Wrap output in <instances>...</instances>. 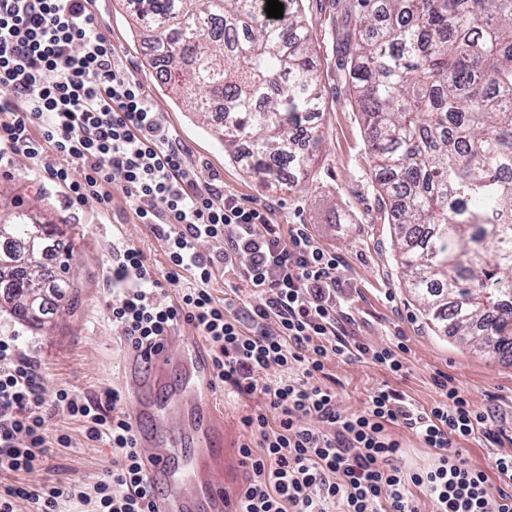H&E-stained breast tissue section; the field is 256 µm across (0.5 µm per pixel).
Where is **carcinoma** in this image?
Wrapping results in <instances>:
<instances>
[{
  "instance_id": "obj_1",
  "label": "carcinoma",
  "mask_w": 512,
  "mask_h": 512,
  "mask_svg": "<svg viewBox=\"0 0 512 512\" xmlns=\"http://www.w3.org/2000/svg\"><path fill=\"white\" fill-rule=\"evenodd\" d=\"M267 17L255 0H126L161 83L208 121L247 169L280 181L307 171L306 119L322 111L302 0ZM348 86L375 159L374 190L399 249L404 287L437 331L512 358V0H348ZM32 219L0 232V296L28 323Z\"/></svg>"
}]
</instances>
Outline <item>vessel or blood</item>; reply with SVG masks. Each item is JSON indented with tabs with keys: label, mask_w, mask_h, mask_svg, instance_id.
Here are the masks:
<instances>
[{
	"label": "vessel or blood",
	"mask_w": 512,
	"mask_h": 512,
	"mask_svg": "<svg viewBox=\"0 0 512 512\" xmlns=\"http://www.w3.org/2000/svg\"><path fill=\"white\" fill-rule=\"evenodd\" d=\"M187 384L166 404L137 402L134 418H149L153 429L139 432L138 446L149 476L158 487L157 512H228L224 490V421L206 401L202 390L211 370L198 351L185 353ZM194 445L191 459L177 461L176 448Z\"/></svg>",
	"instance_id": "b4317fda"
}]
</instances>
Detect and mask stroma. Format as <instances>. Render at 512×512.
Returning <instances> with one entry per match:
<instances>
[{
  "label": "stroma",
  "instance_id": "obj_1",
  "mask_svg": "<svg viewBox=\"0 0 512 512\" xmlns=\"http://www.w3.org/2000/svg\"><path fill=\"white\" fill-rule=\"evenodd\" d=\"M303 5L325 110L309 123L311 134L319 139L311 171L293 187L253 177L240 160L225 153L210 130L162 90L147 64V48L133 33L131 12L120 0H96L94 13L100 34L114 48L116 65L143 84L161 122L189 148L188 160L201 178L219 172L225 192L245 203L270 204L276 223L305 225L314 240L340 261L338 275L351 288L354 336L373 347L405 345L397 372L368 360L330 359L326 383L335 388L341 407L359 409L371 389L385 386L427 408L440 397V381L453 380L473 406L491 412L504 431L497 443L465 444L469 465L489 470L495 454L512 453V362L482 356L456 339L436 335L406 294L390 227L381 219L373 188L374 160L361 114L349 95L341 53L342 41L355 21L336 9L334 0H303ZM51 162L48 155L37 160L11 153L0 160V224L28 215L59 225L64 250L70 255V286L61 309L40 329L15 323L0 307V336L16 337L21 353L38 363L46 395L66 386L92 400L113 388L125 390L129 403L159 398L163 391L159 385L134 394L125 389L128 373L146 376L150 370L135 359L112 325L108 268L112 248L118 244L134 246L155 266L167 268L164 244L149 225L141 223L119 186H110L112 200L106 205L93 198L73 201L67 185L46 173ZM208 396L224 413V484L233 494L247 477L239 454L247 436L241 419L261 409L264 400L258 393L228 397L219 387ZM51 429L69 434L73 445L55 449L43 468L26 475V482L90 484L111 465L108 442L87 441L77 422L58 417Z\"/></svg>",
  "mask_w": 512,
  "mask_h": 512
}]
</instances>
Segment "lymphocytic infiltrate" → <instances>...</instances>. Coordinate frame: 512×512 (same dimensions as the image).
Wrapping results in <instances>:
<instances>
[{
	"label": "lymphocytic infiltrate",
	"instance_id": "f902f5d3",
	"mask_svg": "<svg viewBox=\"0 0 512 512\" xmlns=\"http://www.w3.org/2000/svg\"><path fill=\"white\" fill-rule=\"evenodd\" d=\"M89 2L0 0V146L30 159L52 152L51 176L79 199L109 203L108 185H120L163 242V270L135 247L112 250V323L142 360L188 323L208 345L212 384L238 397L264 394L265 409L242 419L248 438L239 452L249 477L232 512H512V454L496 455L488 472L468 464L460 441L493 442L499 430L454 384L441 383V399L427 409L388 388L372 391L359 410L339 406L322 383L329 357L368 358L396 372L398 351L351 340L339 260L304 225L281 229L270 205L241 202L219 174L200 181L142 84L117 68ZM73 163L80 179L69 177ZM204 241L214 243L212 253L200 252ZM221 265L254 288L256 302L213 295ZM167 290L176 301L160 303ZM58 416L81 422L88 441L108 440L115 452L93 485L21 482L53 447H71L68 434L48 437ZM392 425L434 449L429 467L404 465ZM4 473L19 481L0 488V512H17L22 501L29 512H58L63 498L92 512H155L121 393L108 392L102 404L67 388L46 398L38 365L12 337H0Z\"/></svg>",
	"mask_w": 512,
	"mask_h": 512
}]
</instances>
